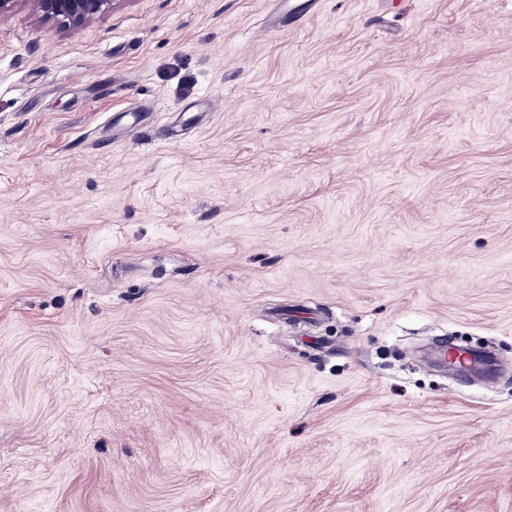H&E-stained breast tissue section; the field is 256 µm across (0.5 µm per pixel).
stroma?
<instances>
[{"label":"stroma","mask_w":512,"mask_h":512,"mask_svg":"<svg viewBox=\"0 0 512 512\" xmlns=\"http://www.w3.org/2000/svg\"><path fill=\"white\" fill-rule=\"evenodd\" d=\"M0 512H512V0H18ZM35 12L44 21L65 28H79L113 9L120 0H31ZM448 370L462 376H479L481 367L471 351L465 348L448 350Z\"/></svg>","instance_id":"obj_1"}]
</instances>
